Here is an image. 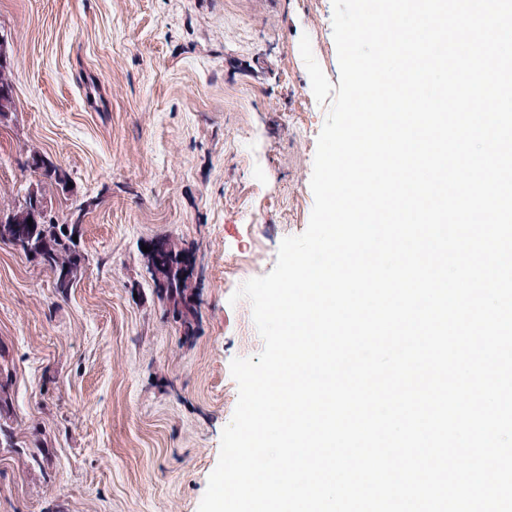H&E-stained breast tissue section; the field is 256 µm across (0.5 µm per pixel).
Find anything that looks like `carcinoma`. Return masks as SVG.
<instances>
[{
    "mask_svg": "<svg viewBox=\"0 0 512 512\" xmlns=\"http://www.w3.org/2000/svg\"><path fill=\"white\" fill-rule=\"evenodd\" d=\"M13 67L0 66V125L12 121L14 109L4 108V96H13ZM24 166L34 181L29 186L44 192L50 186L62 195H71L74 188L70 172L38 152L31 153ZM92 206V201L81 202L72 213L70 220L59 222L52 213H39L34 210L31 199L15 197L13 202L0 207V243L8 246L21 245L31 254L36 264L49 269L55 280L57 293L64 297L82 276L88 257L81 242L73 240L72 229L82 224L83 217ZM172 246L171 261L184 267L185 275L174 276L168 287L154 288L157 296L167 303V311L172 320L184 330V335L192 336L198 317V302L195 292V265L192 255L175 240ZM13 409V372L4 350L0 349V444L8 448L15 446Z\"/></svg>",
    "mask_w": 512,
    "mask_h": 512,
    "instance_id": "cac0c4a2",
    "label": "carcinoma"
}]
</instances>
